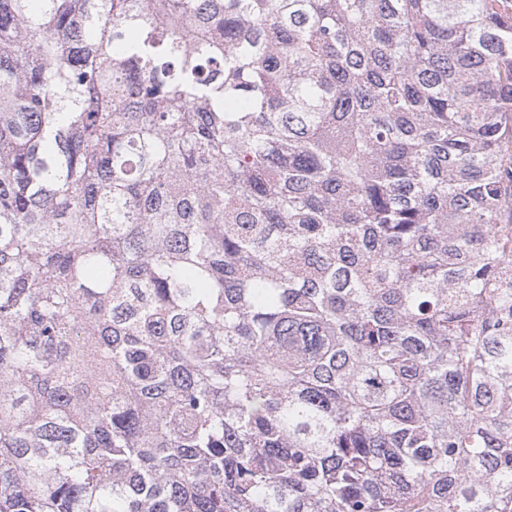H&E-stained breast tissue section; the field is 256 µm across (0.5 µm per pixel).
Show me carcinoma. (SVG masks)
<instances>
[{"instance_id": "1", "label": "carcinoma", "mask_w": 512, "mask_h": 512, "mask_svg": "<svg viewBox=\"0 0 512 512\" xmlns=\"http://www.w3.org/2000/svg\"><path fill=\"white\" fill-rule=\"evenodd\" d=\"M0 512H512V0H0Z\"/></svg>"}]
</instances>
